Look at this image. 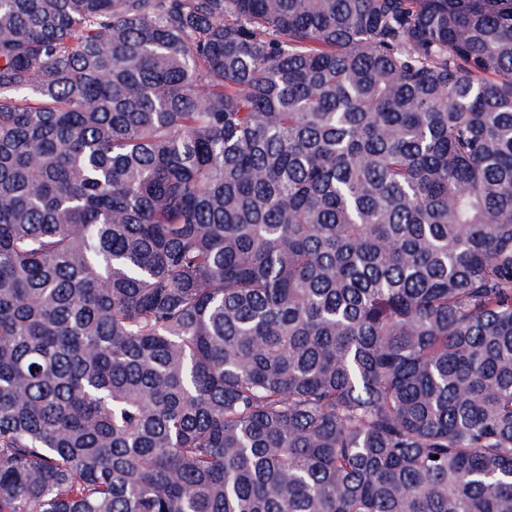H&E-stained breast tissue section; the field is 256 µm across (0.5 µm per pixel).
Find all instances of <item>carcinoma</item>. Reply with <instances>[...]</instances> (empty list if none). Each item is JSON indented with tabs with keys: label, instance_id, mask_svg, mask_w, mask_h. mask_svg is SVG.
<instances>
[{
	"label": "carcinoma",
	"instance_id": "carcinoma-1",
	"mask_svg": "<svg viewBox=\"0 0 512 512\" xmlns=\"http://www.w3.org/2000/svg\"><path fill=\"white\" fill-rule=\"evenodd\" d=\"M0 512H512V0H0Z\"/></svg>",
	"mask_w": 512,
	"mask_h": 512
}]
</instances>
